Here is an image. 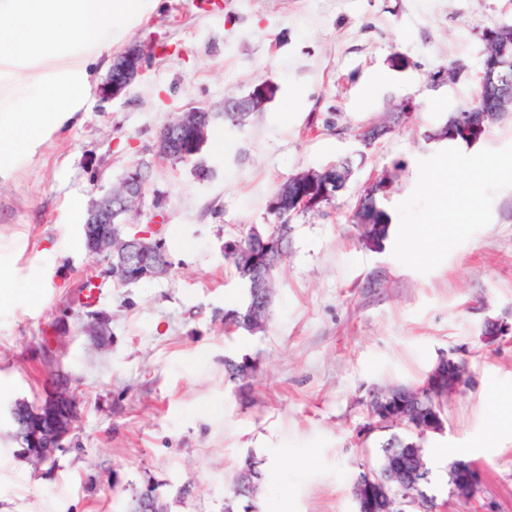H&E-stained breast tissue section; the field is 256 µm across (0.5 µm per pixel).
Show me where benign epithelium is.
Returning <instances> with one entry per match:
<instances>
[{"instance_id":"1","label":"benign epithelium","mask_w":512,"mask_h":512,"mask_svg":"<svg viewBox=\"0 0 512 512\" xmlns=\"http://www.w3.org/2000/svg\"><path fill=\"white\" fill-rule=\"evenodd\" d=\"M147 61V51L142 44H133L115 56L106 80L97 89L102 101L122 97L133 82L142 75ZM486 95L491 101L488 109L478 114L465 113L457 118L461 127L477 120L501 119L512 116V74L504 71L501 78L489 76ZM272 97L268 84H258L248 93L227 99L223 111L209 112L202 108H191L184 116L166 122L157 137L158 153L167 157H185L201 154L207 142V129L211 122L224 118V113H235V122H242L254 112L262 111ZM124 194L110 193L92 200L82 226L87 239V250L99 254L105 244L119 240L123 248L107 256L109 273L122 285L137 282L162 274L167 268V258L162 251V240L158 238L160 221L149 224L148 229L134 234L126 232L125 216L129 201H138L146 184L145 172L140 168L127 171L122 180ZM508 327L497 320L485 322L482 340L492 343L507 331ZM471 385V378L464 365L453 357L443 355L429 371L425 380L410 387V392L426 394L443 399ZM19 437L30 445L27 454L39 462L54 458L56 451L64 448V441L80 418L78 401L68 384L59 383L37 404L25 400L16 401L10 409ZM261 461L249 455L236 478V494L252 499L261 479ZM449 482L453 489L466 496H474L481 485V471L472 463L455 461L448 468ZM396 494L402 496V505L414 508V512H426L420 501L408 491L401 492L392 485V478L384 474L376 481L355 482L353 496L357 512H376L378 504ZM131 512H165L156 488L148 487L134 497Z\"/></svg>"}]
</instances>
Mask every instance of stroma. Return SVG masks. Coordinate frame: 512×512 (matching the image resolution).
I'll use <instances>...</instances> for the list:
<instances>
[{"mask_svg":"<svg viewBox=\"0 0 512 512\" xmlns=\"http://www.w3.org/2000/svg\"><path fill=\"white\" fill-rule=\"evenodd\" d=\"M142 11L58 52L0 59V113L61 70L90 75L82 122L0 170V512H127L149 485L168 512H224L250 454L262 462L256 512H356L353 483L386 437L368 428L373 392L420 384L448 352L473 385L444 400L443 432L423 441L427 493L437 512H512V332L481 339L486 319L512 325V117L472 145L431 137L474 99L484 34L512 23V0H142ZM135 42L146 71L100 102L113 56ZM262 82L275 88L262 112L212 126L222 146L201 158L213 178L157 155L165 121L220 111ZM406 102L403 122L364 146L362 131ZM346 156L357 160L346 190L291 222L264 331L226 332L245 290L225 244L271 228L280 183ZM134 167L146 184L128 230L160 219L170 267L120 287L81 228ZM387 171L391 233L372 248L351 218ZM89 277L101 294L87 306ZM92 310L109 317L103 334ZM228 356L254 367L246 393L224 377ZM59 378L81 418L48 467L4 410ZM456 460L482 471L476 498L453 494Z\"/></svg>","mask_w":512,"mask_h":512,"instance_id":"1","label":"stroma"}]
</instances>
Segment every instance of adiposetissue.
Segmentation results:
<instances>
[{
    "mask_svg": "<svg viewBox=\"0 0 512 512\" xmlns=\"http://www.w3.org/2000/svg\"><path fill=\"white\" fill-rule=\"evenodd\" d=\"M140 0H0V53L24 60L61 48L78 37L100 33L138 12ZM89 84L86 71L64 70L26 98L9 136L0 137V163L46 132L77 122Z\"/></svg>",
    "mask_w": 512,
    "mask_h": 512,
    "instance_id": "1",
    "label": "adipose tissue"
}]
</instances>
